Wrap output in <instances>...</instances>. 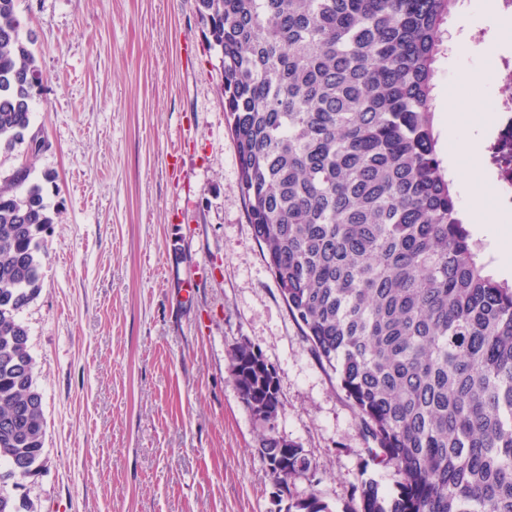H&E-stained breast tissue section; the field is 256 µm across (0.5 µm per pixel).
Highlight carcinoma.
I'll return each mask as SVG.
<instances>
[{"instance_id":"1","label":"carcinoma","mask_w":512,"mask_h":512,"mask_svg":"<svg viewBox=\"0 0 512 512\" xmlns=\"http://www.w3.org/2000/svg\"><path fill=\"white\" fill-rule=\"evenodd\" d=\"M17 0H0V154L33 130L43 75ZM457 0H198L222 55L245 206L288 312L359 419L397 494L350 486L352 512H512V283L487 272L438 153L443 25ZM54 223L29 162L0 175V512H35L43 398L19 318ZM231 369L282 491L317 472L277 429L276 371L242 340ZM288 512H328L313 493Z\"/></svg>"}]
</instances>
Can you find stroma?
Masks as SVG:
<instances>
[{
	"label": "stroma",
	"instance_id": "obj_1",
	"mask_svg": "<svg viewBox=\"0 0 512 512\" xmlns=\"http://www.w3.org/2000/svg\"><path fill=\"white\" fill-rule=\"evenodd\" d=\"M488 0H458L438 63L436 112L457 97L453 162L485 141L495 72L469 34ZM44 74L30 159L54 222L41 288L21 312L43 395L44 458L21 493L36 512H274L260 422L231 371L248 340L277 372L281 435L350 512L351 484L392 496L393 467L364 464L359 420L288 313L253 236L224 114L221 55L197 0H18Z\"/></svg>",
	"mask_w": 512,
	"mask_h": 512
}]
</instances>
